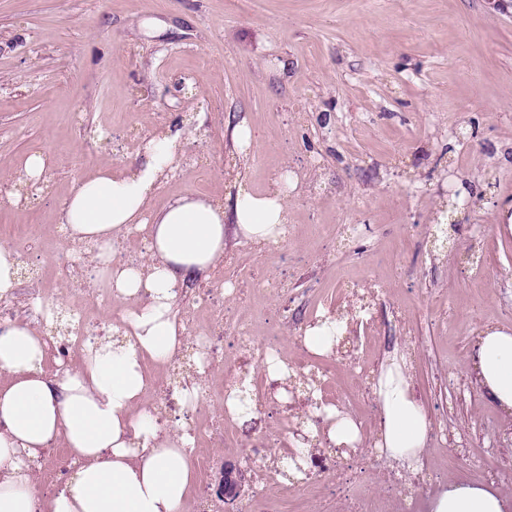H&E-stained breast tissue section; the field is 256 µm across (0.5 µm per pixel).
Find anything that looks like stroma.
<instances>
[{"instance_id":"35a3bbf8","label":"stroma","mask_w":512,"mask_h":512,"mask_svg":"<svg viewBox=\"0 0 512 512\" xmlns=\"http://www.w3.org/2000/svg\"><path fill=\"white\" fill-rule=\"evenodd\" d=\"M185 123L193 134L153 207L183 192L228 201L238 181L262 191L287 169L301 178L288 196L285 241L260 250L228 232L223 285L203 278L177 299L180 315L213 329L206 353L215 367L192 375L199 359L183 346L161 406L178 414L195 379L199 428L223 420L233 441L196 449L190 501H216L228 460L269 473L279 512H344L359 476L372 496L386 494L393 472L359 473L361 458L342 452L304 403L296 371L254 368V405L239 417H225L221 397L240 351L224 327L245 319L256 336H278L283 359L302 358L320 391L347 394L373 442L379 409L368 380L334 356L301 352L291 316L349 307L374 268L376 322L392 334L375 342L372 360L407 354L431 422L422 461L437 474L408 485L391 512H428L452 480L494 482L512 512L503 460L512 415L475 385L470 359L485 329H512V15L484 0H0V242L15 244L26 270L0 299V318L35 283L56 306L61 336L84 326L116 339L99 290L49 259L62 246L60 207L81 177L113 162L134 167L151 132ZM242 123L253 132L246 153L233 138ZM34 151L51 158L50 180L20 200L17 165ZM449 209L456 221L443 244L435 229ZM475 253L488 258L480 279ZM74 299L83 316L70 309ZM307 426L320 433L295 478L273 462L288 430Z\"/></svg>"}]
</instances>
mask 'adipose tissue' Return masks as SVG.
Here are the masks:
<instances>
[{
    "label": "adipose tissue",
    "instance_id": "ef3b65f1",
    "mask_svg": "<svg viewBox=\"0 0 512 512\" xmlns=\"http://www.w3.org/2000/svg\"><path fill=\"white\" fill-rule=\"evenodd\" d=\"M184 132L154 133L134 169L105 165L81 179L63 203L64 243L87 247L89 287L108 288L123 304L119 341L91 343L80 365L44 370L48 342L34 324L0 319V512H187L195 480V440L183 424H160L148 393L188 335L175 302L189 277L223 263L225 218L251 244L288 236V187L256 192L238 184L232 212L222 201L184 193L154 211L150 202L180 154ZM144 235L140 257L114 260L132 232ZM472 361L475 383L512 413V331L485 332ZM407 359L386 357L372 392L380 407L375 446L404 472L420 467L430 431L410 389ZM63 445L76 467L54 494L39 496L33 465ZM494 483L454 480L429 512H507Z\"/></svg>",
    "mask_w": 512,
    "mask_h": 512
}]
</instances>
